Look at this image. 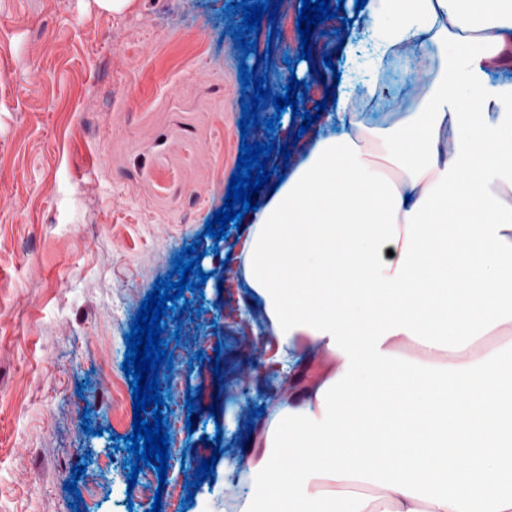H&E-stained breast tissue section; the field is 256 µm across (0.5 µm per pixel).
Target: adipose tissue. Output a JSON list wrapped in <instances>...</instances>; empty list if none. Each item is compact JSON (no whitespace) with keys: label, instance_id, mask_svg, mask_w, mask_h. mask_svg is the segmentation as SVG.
<instances>
[{"label":"adipose tissue","instance_id":"adipose-tissue-1","mask_svg":"<svg viewBox=\"0 0 512 512\" xmlns=\"http://www.w3.org/2000/svg\"><path fill=\"white\" fill-rule=\"evenodd\" d=\"M371 36L239 253L288 375L241 461L239 512H512V0H367ZM426 51L370 122L386 64ZM481 449L463 461L448 429ZM359 486L356 494L332 483ZM386 79L390 90L387 92L385 100L379 101L374 98L364 107L363 112H372L367 114H371L375 119H381L386 114L385 112H399L415 93L404 62L391 65L387 70Z\"/></svg>","mask_w":512,"mask_h":512}]
</instances>
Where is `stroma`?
Here are the masks:
<instances>
[{
  "label": "stroma",
  "instance_id": "1",
  "mask_svg": "<svg viewBox=\"0 0 512 512\" xmlns=\"http://www.w3.org/2000/svg\"><path fill=\"white\" fill-rule=\"evenodd\" d=\"M229 2L132 0L115 12L98 0H0V512H149L151 498L127 491L129 453L114 446L133 431L125 336L156 280L195 242L208 279L185 292L181 320L164 318V339L180 348L158 376L167 478L149 465L136 484L166 485L161 512H236L247 494L224 466L242 458L245 428L262 433L264 417L250 410L283 396L282 363L235 257L245 230L228 226L218 242L205 224L224 204L241 139L276 143L273 166L305 155L328 123L316 104L335 81L331 71L349 64L340 41L360 51L369 35L325 20L301 59L302 0H282L245 55L232 36L242 17L227 12ZM264 53L270 62H258ZM243 64L278 95L290 78L306 81L298 109L317 113L314 126L302 134L283 118L275 132L261 125L241 134ZM386 79L384 100L367 106L376 119L415 92L405 63ZM287 143L286 159L278 148ZM249 332L263 335L260 349L244 348ZM191 388L201 396L190 429ZM215 436L223 453L214 483L188 503L171 500L169 488L184 487L211 458L204 440ZM81 464L85 473L74 477ZM72 479L74 494L64 488Z\"/></svg>",
  "mask_w": 512,
  "mask_h": 512
}]
</instances>
